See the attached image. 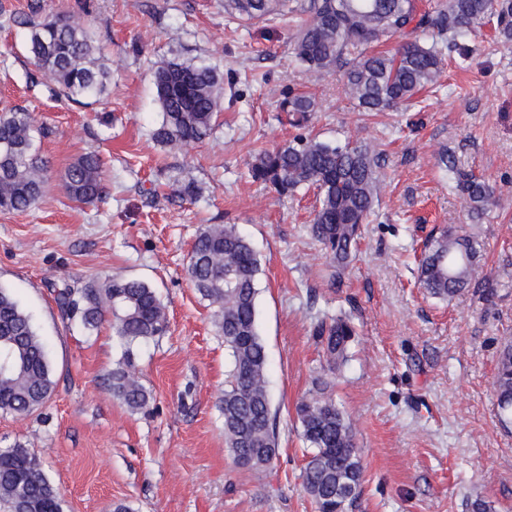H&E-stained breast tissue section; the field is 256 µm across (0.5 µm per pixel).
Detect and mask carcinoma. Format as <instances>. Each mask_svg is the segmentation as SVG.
<instances>
[{
  "mask_svg": "<svg viewBox=\"0 0 512 512\" xmlns=\"http://www.w3.org/2000/svg\"><path fill=\"white\" fill-rule=\"evenodd\" d=\"M231 16L250 22L269 16L303 14L293 54L315 72L339 70L346 94L358 112H387L414 105L444 73L442 47L466 59L475 50L472 36L492 20L499 38L512 42V0H437L426 10L420 0H224ZM28 28L29 77L47 76L59 94L71 99L108 96L110 73L90 30L71 18L45 13L32 3L19 19ZM426 32L431 40L416 37ZM395 36L405 38L392 51L377 47ZM162 123L153 131L160 145L176 147L208 137L220 110L224 72L188 60L161 62L153 72ZM287 122L305 127L317 103L306 93H290L279 102ZM42 128L25 109L0 110V211H27L44 196L47 166L36 135ZM442 162L453 174L469 210L477 217L498 206L495 187L486 179ZM374 141L319 140L299 134L272 149H260L249 176L278 195L301 188L317 190L318 205L309 234L341 271L352 256L362 224L377 200L380 174ZM100 157L86 153L65 169L64 188L75 201L88 203L104 191ZM186 273L194 288L215 307L214 324L224 338L230 365L219 407L224 437L236 463L248 470H269L278 452L275 418L267 391L268 360L258 332L260 259L250 241L233 224H208L197 234ZM421 288L432 298L449 301L482 281L489 283L474 241L453 228L429 236L417 264ZM57 304L88 332L99 330L111 313L113 333L124 345L112 369L113 397L130 411L145 410L152 393L136 376L134 348L164 335L165 306L155 288L137 279L93 282L80 292L60 290ZM356 331L349 320L319 321L313 336L326 367L333 372L348 361ZM54 389L46 344L14 296L0 288V412L27 414L41 407ZM494 392L502 421H512V341L501 347ZM302 438L310 449L302 485L317 512H348L359 498L364 467L350 421L316 380L295 406ZM0 509L3 512H62L58 489L38 458L21 444L0 448Z\"/></svg>",
  "mask_w": 512,
  "mask_h": 512,
  "instance_id": "1",
  "label": "carcinoma"
}]
</instances>
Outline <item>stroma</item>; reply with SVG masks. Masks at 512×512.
I'll list each match as a JSON object with an SVG mask.
<instances>
[{
	"label": "stroma",
	"instance_id": "35a3bbf8",
	"mask_svg": "<svg viewBox=\"0 0 512 512\" xmlns=\"http://www.w3.org/2000/svg\"><path fill=\"white\" fill-rule=\"evenodd\" d=\"M31 2L0 0V107L24 108L44 129L50 184L35 208L0 211V287L47 344L54 391L29 415L0 413V448L35 452L63 512H112L118 502L132 512H315L294 407L326 375L362 451L351 512H469L477 497L512 512V424L501 425L493 395L499 348L512 337V44L485 25L476 52L446 53L440 85L414 106L366 113L353 111L339 73L295 61L289 20L244 24L224 0H39L43 11L90 21L109 68L107 99L78 104L28 76V31L16 18ZM173 57L224 73L212 134L180 149L151 138L162 119L152 71ZM291 91L316 98L314 135L368 138L381 153L379 201L337 278L306 229L313 191L280 196L248 174L255 149L295 136L278 119ZM444 150L494 184L500 208L471 217L440 163ZM89 152L104 163L106 189L83 204L60 176ZM187 178L201 189L190 202L177 193ZM208 224L236 225L262 261L258 326L278 435L267 474L240 468L226 446L219 399L229 359L213 306L185 274ZM446 226L476 242L492 280L449 302L417 282L425 239ZM108 278L145 281L166 307L167 334L136 359L153 394L146 413L107 386L122 352L110 325L86 334L55 301L60 289ZM342 313L356 336L348 367L331 375L312 328Z\"/></svg>",
	"mask_w": 512,
	"mask_h": 512
}]
</instances>
